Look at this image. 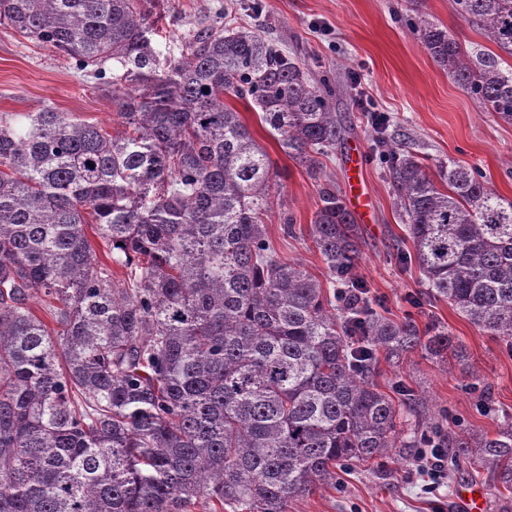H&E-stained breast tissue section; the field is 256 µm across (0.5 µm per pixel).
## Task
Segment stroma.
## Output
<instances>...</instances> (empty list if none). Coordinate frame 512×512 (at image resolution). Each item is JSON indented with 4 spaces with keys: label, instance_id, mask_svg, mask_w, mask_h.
Masks as SVG:
<instances>
[{
    "label": "stroma",
    "instance_id": "stroma-1",
    "mask_svg": "<svg viewBox=\"0 0 512 512\" xmlns=\"http://www.w3.org/2000/svg\"><path fill=\"white\" fill-rule=\"evenodd\" d=\"M149 9L161 60L178 58L184 36L216 24L222 11L273 40L313 79L330 81L342 134L313 172L288 158L254 110L228 101L280 173L267 219L270 245L281 260L303 263L317 277L325 276L307 229L321 206L320 187L330 180L340 196H347L348 159L352 152L361 153L372 211L360 226V279L386 316L413 318L423 332L435 324L448 327L464 349L460 359H434L418 350L397 365L380 361L377 382L386 392L399 380L423 391L429 410L443 413L451 429L494 431L504 414L512 415V344L480 331L448 301L423 303L420 271L403 267L396 257L394 242L404 236V225L371 122L372 114L384 116L387 141L409 146L430 176L452 160L481 171L500 196L512 201V124L461 89L408 21L426 18L470 50L491 52L494 44L460 17L454 0H150ZM46 107L113 134L121 130L109 89L54 50L0 25V113ZM289 217L297 226L291 236L283 232ZM473 375L481 380L475 388L468 385ZM410 467L404 459L370 468L339 467L335 485L293 501L289 512H462L457 492L465 484L487 487L485 512H512V489L492 488L472 458L453 460L443 485L430 492L422 478L409 477Z\"/></svg>",
    "mask_w": 512,
    "mask_h": 512
}]
</instances>
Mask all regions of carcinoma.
Instances as JSON below:
<instances>
[{"label": "carcinoma", "instance_id": "1", "mask_svg": "<svg viewBox=\"0 0 512 512\" xmlns=\"http://www.w3.org/2000/svg\"><path fill=\"white\" fill-rule=\"evenodd\" d=\"M454 3L512 55V0ZM0 25L112 88L125 127L51 107L0 114V512H187L201 498L211 512H288L336 484V467L430 438L512 488V422L492 437L398 427L374 382L378 355L438 356L453 337L371 307L359 228L336 189L321 188L308 233L337 288L269 244L276 166L224 97L260 111L313 170L341 136L326 81L242 26L201 29L160 74L144 0H0ZM411 28L512 124L501 57L422 18ZM388 156L412 243L399 261L512 343V201L474 168L450 161L437 185L412 151ZM393 390L420 412L415 390Z\"/></svg>", "mask_w": 512, "mask_h": 512}]
</instances>
